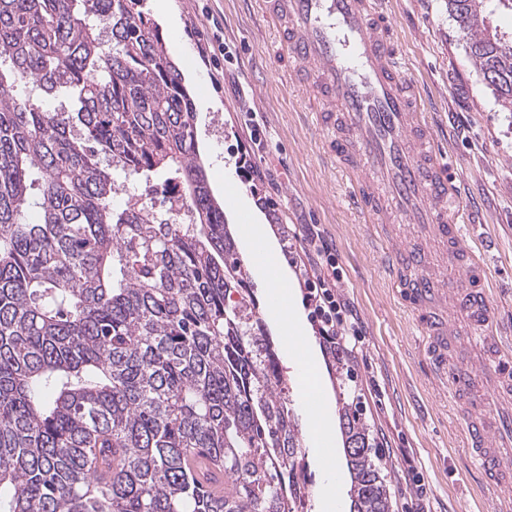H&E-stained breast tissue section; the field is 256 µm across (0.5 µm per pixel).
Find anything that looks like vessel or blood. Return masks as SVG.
Instances as JSON below:
<instances>
[{
    "instance_id": "obj_1",
    "label": "vessel or blood",
    "mask_w": 512,
    "mask_h": 512,
    "mask_svg": "<svg viewBox=\"0 0 512 512\" xmlns=\"http://www.w3.org/2000/svg\"><path fill=\"white\" fill-rule=\"evenodd\" d=\"M291 80L308 96L325 159L349 180L347 209L372 225L384 269L427 341L436 388L462 396L466 451L491 496L512 487V340L486 277L488 239L468 241V208L437 146L381 0H260ZM205 486L221 465L192 450Z\"/></svg>"
}]
</instances>
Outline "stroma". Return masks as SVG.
<instances>
[{"label":"stroma","mask_w":512,"mask_h":512,"mask_svg":"<svg viewBox=\"0 0 512 512\" xmlns=\"http://www.w3.org/2000/svg\"><path fill=\"white\" fill-rule=\"evenodd\" d=\"M394 41L423 98L443 153L457 168L458 191L474 233L495 242L488 277L512 314V112L481 81L448 0H382ZM180 37L167 40L199 114L196 141L215 195L225 185L254 202L274 235L275 259L298 297L314 272L315 224L336 249L337 292L361 321L347 374L328 365L316 325L308 330L335 407L357 402L391 491V512H417L408 484L420 481L429 512H492L464 450V404L433 393L419 357L412 315L393 294L370 228L342 203L344 182L323 161L306 94L288 82L259 0H171ZM237 57L225 62L224 45ZM256 113L267 141L254 146L243 122Z\"/></svg>","instance_id":"obj_1"}]
</instances>
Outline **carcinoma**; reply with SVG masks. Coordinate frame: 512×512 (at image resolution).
Segmentation results:
<instances>
[{
  "label": "carcinoma",
  "mask_w": 512,
  "mask_h": 512,
  "mask_svg": "<svg viewBox=\"0 0 512 512\" xmlns=\"http://www.w3.org/2000/svg\"><path fill=\"white\" fill-rule=\"evenodd\" d=\"M135 5L0 0V512H307L298 418L194 102ZM448 11L512 110V46L483 0ZM172 183L179 224L141 203ZM341 432L350 512H389L346 405ZM194 448L222 462L224 495ZM188 461L193 471L213 494H224V472L217 461L197 449L189 452Z\"/></svg>",
  "instance_id": "cac0c4a2"
}]
</instances>
